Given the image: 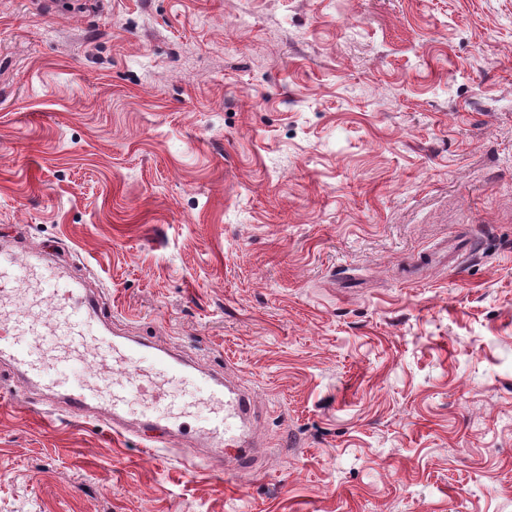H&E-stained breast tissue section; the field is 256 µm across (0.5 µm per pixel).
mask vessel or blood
<instances>
[{"label": "vessel or blood", "instance_id": "1", "mask_svg": "<svg viewBox=\"0 0 512 512\" xmlns=\"http://www.w3.org/2000/svg\"><path fill=\"white\" fill-rule=\"evenodd\" d=\"M37 281L51 301L47 318L31 313L0 318V359L31 386L62 397L67 413L82 417L95 409L123 420L139 404L149 444L168 440L180 427L172 420L174 406L210 404L212 411L198 436L207 447L225 455L227 469H258L255 453L242 450L240 428L253 412V397L243 389L226 388L221 377L193 373L191 364L145 341L109 335L100 327V301L79 288L58 266L15 256L0 258V308L20 305L22 284ZM193 377V390L171 403L164 382Z\"/></svg>", "mask_w": 512, "mask_h": 512}]
</instances>
